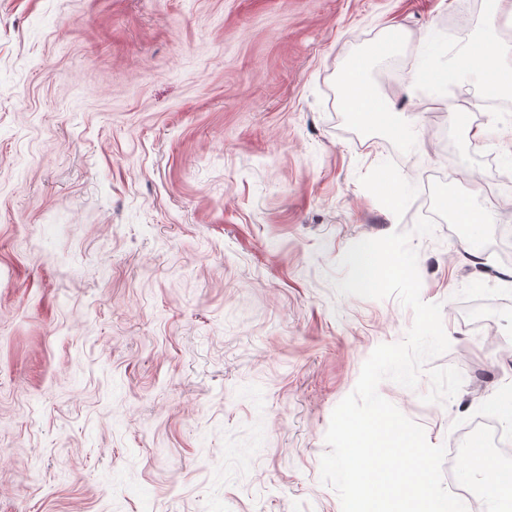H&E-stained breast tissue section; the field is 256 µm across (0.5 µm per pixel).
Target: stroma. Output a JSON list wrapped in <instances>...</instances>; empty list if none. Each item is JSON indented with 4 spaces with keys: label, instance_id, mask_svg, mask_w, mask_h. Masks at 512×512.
Returning <instances> with one entry per match:
<instances>
[{
    "label": "stroma",
    "instance_id": "obj_1",
    "mask_svg": "<svg viewBox=\"0 0 512 512\" xmlns=\"http://www.w3.org/2000/svg\"><path fill=\"white\" fill-rule=\"evenodd\" d=\"M462 22L512 67V21L471 0H0V512H342L320 480L335 407L413 311L339 295L364 239L411 231L440 181L512 226V92L421 89ZM414 120L342 112L345 65ZM495 180L497 194L482 186ZM460 371L447 403L378 391L453 458L512 391V257L472 264L447 222L411 240Z\"/></svg>",
    "mask_w": 512,
    "mask_h": 512
}]
</instances>
